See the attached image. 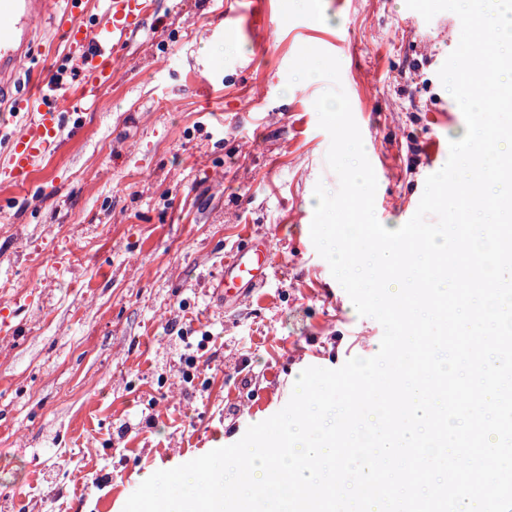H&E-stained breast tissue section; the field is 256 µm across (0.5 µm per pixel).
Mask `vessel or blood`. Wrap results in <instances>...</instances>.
Segmentation results:
<instances>
[{
	"mask_svg": "<svg viewBox=\"0 0 512 512\" xmlns=\"http://www.w3.org/2000/svg\"><path fill=\"white\" fill-rule=\"evenodd\" d=\"M151 5L152 0H104L102 19L96 22L90 0H0V114L31 116L10 140L7 171L15 185L28 183L36 163L79 120L51 93L62 84L63 73L52 74L44 89L20 85V64L33 55L39 37L55 26L65 30L64 56L78 69L80 96L89 98L112 81L115 47L137 33ZM274 272L268 241L248 236L233 247L214 295L225 306L235 307L246 295L266 287Z\"/></svg>",
	"mask_w": 512,
	"mask_h": 512,
	"instance_id": "1",
	"label": "vessel or blood"
}]
</instances>
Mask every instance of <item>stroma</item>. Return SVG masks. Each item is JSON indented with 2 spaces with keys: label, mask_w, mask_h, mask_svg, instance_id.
Returning <instances> with one entry per match:
<instances>
[{
  "label": "stroma",
  "mask_w": 512,
  "mask_h": 512,
  "mask_svg": "<svg viewBox=\"0 0 512 512\" xmlns=\"http://www.w3.org/2000/svg\"><path fill=\"white\" fill-rule=\"evenodd\" d=\"M158 0L30 183L0 178V512H123L138 486L237 442L306 368L379 351L317 253L316 184L338 187L301 47L341 64L392 228L465 134L438 71L460 20L405 0ZM277 268L263 300L207 293L244 233Z\"/></svg>",
  "instance_id": "1"
}]
</instances>
